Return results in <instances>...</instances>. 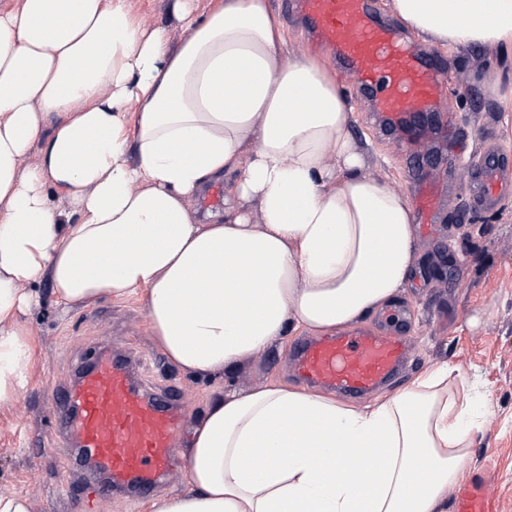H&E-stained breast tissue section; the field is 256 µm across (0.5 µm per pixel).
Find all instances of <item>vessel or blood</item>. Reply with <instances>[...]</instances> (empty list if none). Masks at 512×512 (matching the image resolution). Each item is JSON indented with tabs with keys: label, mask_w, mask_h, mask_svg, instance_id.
<instances>
[{
	"label": "vessel or blood",
	"mask_w": 512,
	"mask_h": 512,
	"mask_svg": "<svg viewBox=\"0 0 512 512\" xmlns=\"http://www.w3.org/2000/svg\"><path fill=\"white\" fill-rule=\"evenodd\" d=\"M289 9L317 44L358 74L385 125L425 116L448 92L446 65L410 51L400 31L378 20L373 0H291ZM511 193L512 157L486 151L471 169L467 207L490 208ZM415 202L420 223H431L439 208L435 186L420 184ZM407 355L405 336L365 325L300 343L294 363L311 385L366 396L396 379ZM137 371L132 356L102 346L77 363L68 386L48 394L57 429L72 445L70 463L90 466L104 495L149 496L174 464L182 426L177 397L148 390ZM454 501L455 512H498L477 480L463 484Z\"/></svg>",
	"instance_id": "1"
}]
</instances>
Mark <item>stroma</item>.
<instances>
[{
	"mask_svg": "<svg viewBox=\"0 0 512 512\" xmlns=\"http://www.w3.org/2000/svg\"><path fill=\"white\" fill-rule=\"evenodd\" d=\"M408 45L448 63L452 92L433 121L411 132L379 134L372 112L351 97L353 131L368 150V171L384 184L413 196L415 181L407 166L411 148L438 159L426 179L445 195L432 230L415 225L413 267L392 306L410 313L408 366L398 381L377 396L406 387L433 364L446 362L464 371L477 390L482 424L473 437L460 482L482 480L499 512H512V194L495 209L464 213L470 158L486 141L512 154V112L502 94L512 91V58L485 50L456 51L407 34ZM456 114L464 129L465 153L452 155L437 131ZM39 306L21 314L30 336L32 368L17 397L0 407V493L27 496L33 512H66L64 484L83 488L86 512H144L143 500L102 495L89 487L87 470L72 468L45 403L50 388L68 384L72 367L95 344L113 350L152 354L147 310L138 299L105 297L84 308L59 304L48 284L37 288ZM295 337L246 358L230 375L199 378L160 358L151 369L152 387L172 388L181 396L188 421H195L215 393L246 391L271 380L301 387L293 362Z\"/></svg>",
	"mask_w": 512,
	"mask_h": 512,
	"instance_id": "stroma-1",
	"label": "stroma"
}]
</instances>
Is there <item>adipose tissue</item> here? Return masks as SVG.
<instances>
[{
	"mask_svg": "<svg viewBox=\"0 0 512 512\" xmlns=\"http://www.w3.org/2000/svg\"><path fill=\"white\" fill-rule=\"evenodd\" d=\"M425 43L512 55V0H389ZM184 37L129 0L0 6V404L25 386L18 320L141 295L155 346L210 377L405 287L408 198L367 171L335 71L287 53L267 0H172ZM38 161L23 167L30 149ZM224 185V210L199 198ZM441 363L364 407L273 380L209 399L190 488L146 512H446L479 415Z\"/></svg>",
	"mask_w": 512,
	"mask_h": 512,
	"instance_id": "1",
	"label": "adipose tissue"
}]
</instances>
